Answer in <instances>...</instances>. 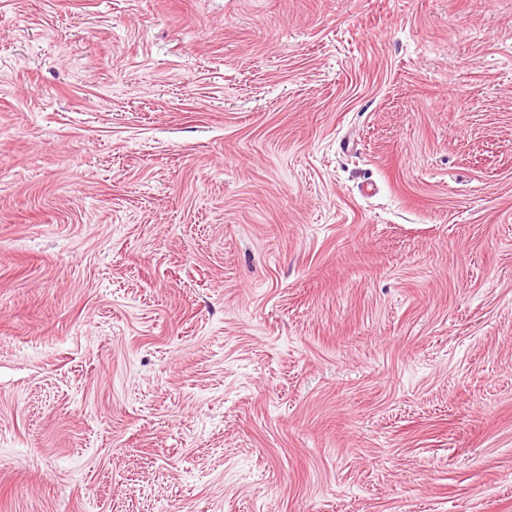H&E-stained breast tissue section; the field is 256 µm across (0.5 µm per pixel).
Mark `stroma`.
Wrapping results in <instances>:
<instances>
[{"label": "stroma", "mask_w": 512, "mask_h": 512, "mask_svg": "<svg viewBox=\"0 0 512 512\" xmlns=\"http://www.w3.org/2000/svg\"><path fill=\"white\" fill-rule=\"evenodd\" d=\"M0 512H512V0H0Z\"/></svg>", "instance_id": "35a3bbf8"}]
</instances>
